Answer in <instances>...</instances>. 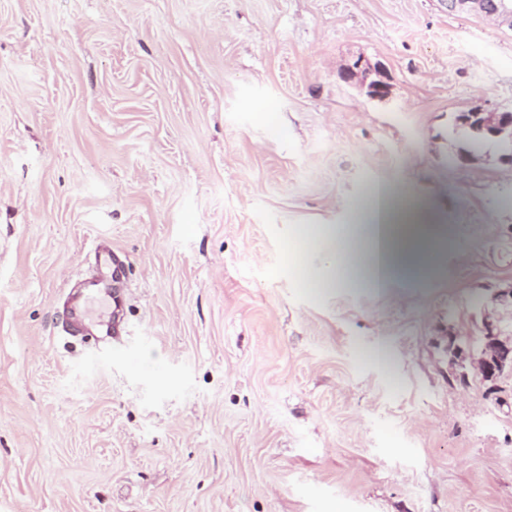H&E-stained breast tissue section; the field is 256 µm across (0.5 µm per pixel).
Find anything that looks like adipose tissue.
Wrapping results in <instances>:
<instances>
[{"label":"adipose tissue","mask_w":512,"mask_h":512,"mask_svg":"<svg viewBox=\"0 0 512 512\" xmlns=\"http://www.w3.org/2000/svg\"><path fill=\"white\" fill-rule=\"evenodd\" d=\"M338 237L340 279L348 286L381 288L396 273L423 274L432 266L436 239L423 205L385 188L370 190L353 224L340 227Z\"/></svg>","instance_id":"ef3b65f1"}]
</instances>
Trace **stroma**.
Returning a JSON list of instances; mask_svg holds the SVG:
<instances>
[{
  "mask_svg": "<svg viewBox=\"0 0 512 512\" xmlns=\"http://www.w3.org/2000/svg\"><path fill=\"white\" fill-rule=\"evenodd\" d=\"M476 108L512 110V27L448 0H0V512H512V372L478 373L512 163L461 162ZM377 185L433 270L308 287ZM100 243L124 336L64 339ZM371 72L370 65L363 60L358 59L354 64L347 68L343 75L345 80H353L358 78V83L362 87H367V94L374 99H384L387 95V88L384 84L371 80L367 82Z\"/></svg>",
  "mask_w": 512,
  "mask_h": 512,
  "instance_id": "stroma-1",
  "label": "stroma"
}]
</instances>
